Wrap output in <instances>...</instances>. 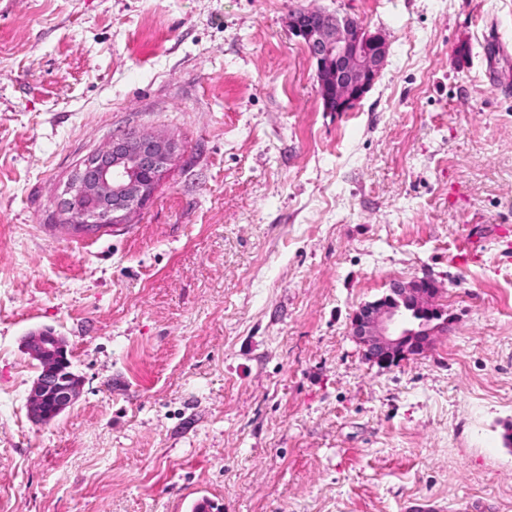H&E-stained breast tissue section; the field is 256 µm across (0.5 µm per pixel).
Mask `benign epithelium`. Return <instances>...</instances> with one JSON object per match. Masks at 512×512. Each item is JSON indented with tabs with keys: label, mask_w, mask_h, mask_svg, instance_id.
Returning a JSON list of instances; mask_svg holds the SVG:
<instances>
[{
	"label": "benign epithelium",
	"mask_w": 512,
	"mask_h": 512,
	"mask_svg": "<svg viewBox=\"0 0 512 512\" xmlns=\"http://www.w3.org/2000/svg\"><path fill=\"white\" fill-rule=\"evenodd\" d=\"M288 24L315 63L326 111L354 109L386 66L385 36L355 17L312 9L292 13ZM176 152V143L160 135L113 137L68 182L64 225L89 234L104 224L125 221L154 194ZM438 292L431 278L394 281L379 298L360 306L351 320V335L363 347L365 359L391 366L422 353L446 331L448 313L434 304ZM24 346L38 369L27 396L28 411L35 420L49 422L73 405L81 380L71 369L65 339L54 329L30 332Z\"/></svg>",
	"instance_id": "1"
}]
</instances>
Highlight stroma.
<instances>
[{
  "label": "stroma",
  "instance_id": "1",
  "mask_svg": "<svg viewBox=\"0 0 512 512\" xmlns=\"http://www.w3.org/2000/svg\"><path fill=\"white\" fill-rule=\"evenodd\" d=\"M306 8L388 40L353 111ZM500 80L512 0H0V512H512ZM128 132L179 145L155 195L65 231L71 173ZM425 276L447 333L370 364L352 313ZM45 326L82 388L38 424Z\"/></svg>",
  "mask_w": 512,
  "mask_h": 512
}]
</instances>
